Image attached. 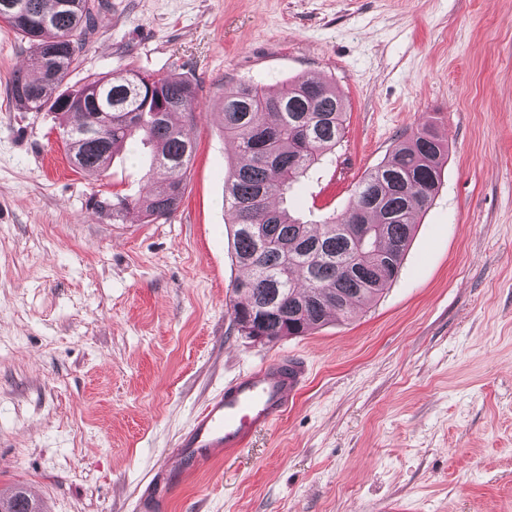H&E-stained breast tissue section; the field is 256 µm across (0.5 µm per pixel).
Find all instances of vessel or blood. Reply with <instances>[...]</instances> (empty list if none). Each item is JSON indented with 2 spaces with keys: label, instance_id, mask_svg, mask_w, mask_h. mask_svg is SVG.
Listing matches in <instances>:
<instances>
[{
  "label": "vessel or blood",
  "instance_id": "1",
  "mask_svg": "<svg viewBox=\"0 0 512 512\" xmlns=\"http://www.w3.org/2000/svg\"><path fill=\"white\" fill-rule=\"evenodd\" d=\"M309 376L296 356L275 359L229 382L196 416L173 454L156 470L155 486L196 469L220 452L243 448L251 433L277 424L298 400Z\"/></svg>",
  "mask_w": 512,
  "mask_h": 512
}]
</instances>
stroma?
Here are the masks:
<instances>
[{"instance_id":"35a3bbf8","label":"stroma","mask_w":512,"mask_h":512,"mask_svg":"<svg viewBox=\"0 0 512 512\" xmlns=\"http://www.w3.org/2000/svg\"><path fill=\"white\" fill-rule=\"evenodd\" d=\"M29 53L0 23V492L43 512H136L204 403L298 355L296 405L170 487L160 512H512V0H109L71 86L123 64L199 87L195 158L168 218L111 205L145 153L73 168L56 113L8 94ZM306 75L347 108L284 202L343 213L397 139L432 122L441 186L399 277L348 320L259 344L230 316L219 106Z\"/></svg>"}]
</instances>
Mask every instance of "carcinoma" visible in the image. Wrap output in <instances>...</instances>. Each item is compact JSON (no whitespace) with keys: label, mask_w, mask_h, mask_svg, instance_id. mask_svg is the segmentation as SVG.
<instances>
[{"label":"carcinoma","mask_w":512,"mask_h":512,"mask_svg":"<svg viewBox=\"0 0 512 512\" xmlns=\"http://www.w3.org/2000/svg\"><path fill=\"white\" fill-rule=\"evenodd\" d=\"M14 2L17 13L0 11V23L28 44L31 69L13 74L11 97L62 116L69 159L85 172L103 173L123 148L150 149L148 191L118 199L112 211L135 208L148 224L168 218L182 202L183 174L195 155L182 119L199 107L198 86L124 66L64 90L102 3ZM344 114L336 89L312 77L277 90L244 81L224 95L221 129L237 157L224 181V212L242 270L233 294L252 309L233 324L245 336L258 328L275 342L301 336L330 317L351 318L398 277L416 216L438 192L448 143L426 126L398 139L355 185L347 210L324 217L318 231L278 206L294 182L336 147ZM0 512L40 510L17 489L0 494Z\"/></svg>","instance_id":"cac0c4a2"}]
</instances>
